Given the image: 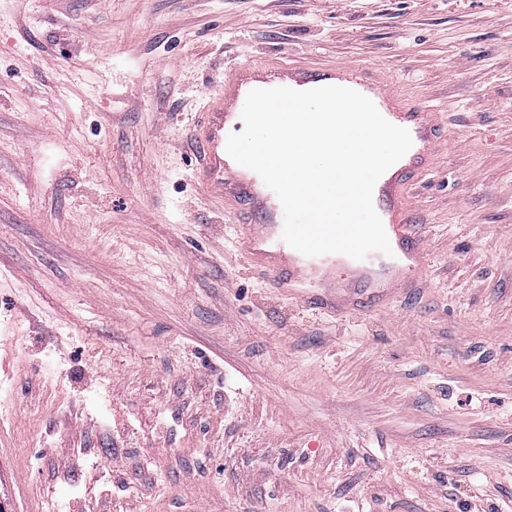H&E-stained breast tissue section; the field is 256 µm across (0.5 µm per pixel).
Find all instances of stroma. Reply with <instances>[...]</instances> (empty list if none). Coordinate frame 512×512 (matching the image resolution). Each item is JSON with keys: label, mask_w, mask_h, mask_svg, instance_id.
I'll return each instance as SVG.
<instances>
[{"label": "stroma", "mask_w": 512, "mask_h": 512, "mask_svg": "<svg viewBox=\"0 0 512 512\" xmlns=\"http://www.w3.org/2000/svg\"><path fill=\"white\" fill-rule=\"evenodd\" d=\"M288 60L446 114L420 287L238 255L193 115ZM0 512H512V0H0Z\"/></svg>", "instance_id": "obj_1"}]
</instances>
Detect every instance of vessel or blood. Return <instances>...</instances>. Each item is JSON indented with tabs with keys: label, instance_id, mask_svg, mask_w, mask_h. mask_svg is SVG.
Returning a JSON list of instances; mask_svg holds the SVG:
<instances>
[{
	"label": "vessel or blood",
	"instance_id": "obj_1",
	"mask_svg": "<svg viewBox=\"0 0 512 512\" xmlns=\"http://www.w3.org/2000/svg\"><path fill=\"white\" fill-rule=\"evenodd\" d=\"M342 86L370 98L389 122L406 128L413 145L409 152L378 180L374 206L382 219L393 251V263L374 265L360 260L340 268L334 255L305 256L282 238L283 209L274 192L254 171L230 160L225 136L241 124V111L250 90L289 87L308 90ZM442 116L433 108L417 105L385 84L372 66L335 65L304 69L293 64L267 67L243 63L225 74L209 94V102L194 118L203 133L200 165L196 177L218 197L247 201L258 214L254 224L236 225L241 253L249 264L260 268L274 288L324 308L350 304L351 281H371L375 287L405 288L420 276L427 254L418 240L407 206L408 185L413 173L433 168L437 134Z\"/></svg>",
	"mask_w": 512,
	"mask_h": 512
}]
</instances>
